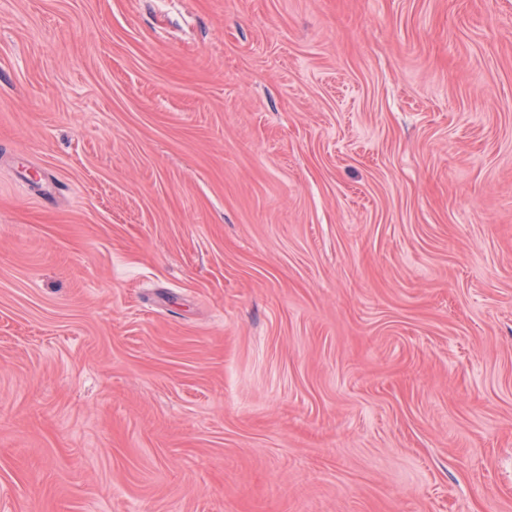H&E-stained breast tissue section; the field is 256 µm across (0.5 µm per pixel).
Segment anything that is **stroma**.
Here are the masks:
<instances>
[{"label":"stroma","instance_id":"stroma-1","mask_svg":"<svg viewBox=\"0 0 512 512\" xmlns=\"http://www.w3.org/2000/svg\"><path fill=\"white\" fill-rule=\"evenodd\" d=\"M0 512H512V0H0Z\"/></svg>","mask_w":512,"mask_h":512}]
</instances>
